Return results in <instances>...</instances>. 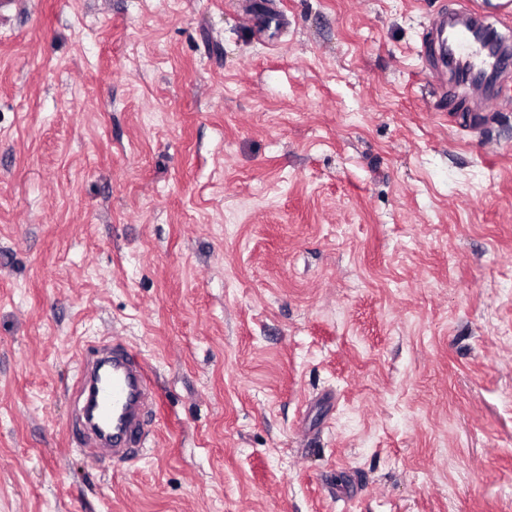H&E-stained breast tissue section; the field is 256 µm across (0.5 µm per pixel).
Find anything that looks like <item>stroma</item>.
Returning a JSON list of instances; mask_svg holds the SVG:
<instances>
[{"instance_id":"stroma-1","label":"stroma","mask_w":512,"mask_h":512,"mask_svg":"<svg viewBox=\"0 0 512 512\" xmlns=\"http://www.w3.org/2000/svg\"><path fill=\"white\" fill-rule=\"evenodd\" d=\"M28 0L0 19V512H512V79L462 0ZM146 358L81 447L82 344ZM447 53L450 64L455 69L470 68L471 75H478L483 68L482 59L470 44L466 31H457L448 39ZM89 348L80 353L84 371L75 392L83 399V411L93 399L95 414L89 424L84 413L77 417L79 432L90 448L109 447L114 456L132 455L142 443L149 412L157 405L150 367L120 340Z\"/></svg>"}]
</instances>
